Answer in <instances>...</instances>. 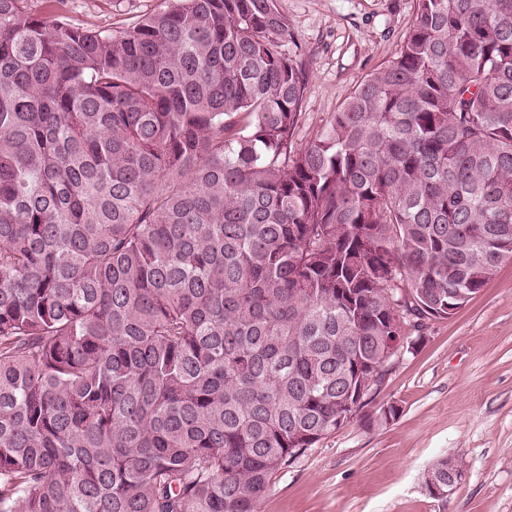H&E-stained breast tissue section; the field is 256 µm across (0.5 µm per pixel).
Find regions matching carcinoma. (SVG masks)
I'll list each match as a JSON object with an SVG mask.
<instances>
[{
	"instance_id": "1",
	"label": "carcinoma",
	"mask_w": 512,
	"mask_h": 512,
	"mask_svg": "<svg viewBox=\"0 0 512 512\" xmlns=\"http://www.w3.org/2000/svg\"><path fill=\"white\" fill-rule=\"evenodd\" d=\"M415 12L296 148L277 0H0V512H258L512 258V0ZM162 0H68L67 16L91 28L119 30L156 11Z\"/></svg>"
}]
</instances>
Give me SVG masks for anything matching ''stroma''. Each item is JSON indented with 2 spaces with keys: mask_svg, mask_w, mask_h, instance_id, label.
I'll list each match as a JSON object with an SVG mask.
<instances>
[{
  "mask_svg": "<svg viewBox=\"0 0 512 512\" xmlns=\"http://www.w3.org/2000/svg\"><path fill=\"white\" fill-rule=\"evenodd\" d=\"M161 0H68L67 15L123 29ZM308 73L297 145L392 57L415 18L414 0H278ZM363 414L347 420L272 479L259 512H512V261L454 315L428 322L414 351L394 358ZM396 406L389 421L380 406ZM462 460L447 499L423 474L438 457Z\"/></svg>",
  "mask_w": 512,
  "mask_h": 512,
  "instance_id": "1",
  "label": "stroma"
}]
</instances>
